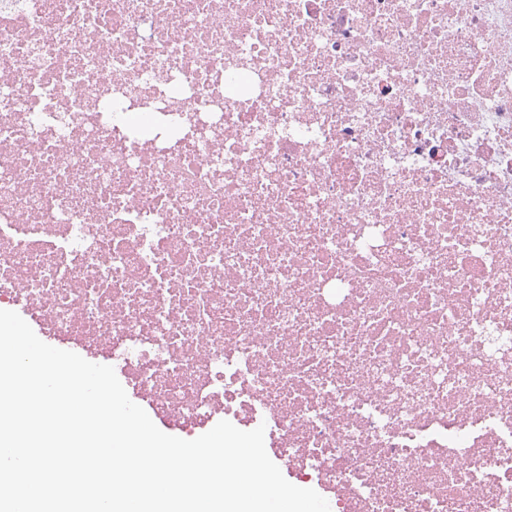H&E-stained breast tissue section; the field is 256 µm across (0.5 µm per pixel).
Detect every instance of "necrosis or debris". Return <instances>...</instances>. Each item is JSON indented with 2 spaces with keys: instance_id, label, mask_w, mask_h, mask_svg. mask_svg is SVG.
I'll return each mask as SVG.
<instances>
[{
  "instance_id": "necrosis-or-debris-1",
  "label": "necrosis or debris",
  "mask_w": 512,
  "mask_h": 512,
  "mask_svg": "<svg viewBox=\"0 0 512 512\" xmlns=\"http://www.w3.org/2000/svg\"><path fill=\"white\" fill-rule=\"evenodd\" d=\"M0 305L331 512H512V0H0Z\"/></svg>"
}]
</instances>
